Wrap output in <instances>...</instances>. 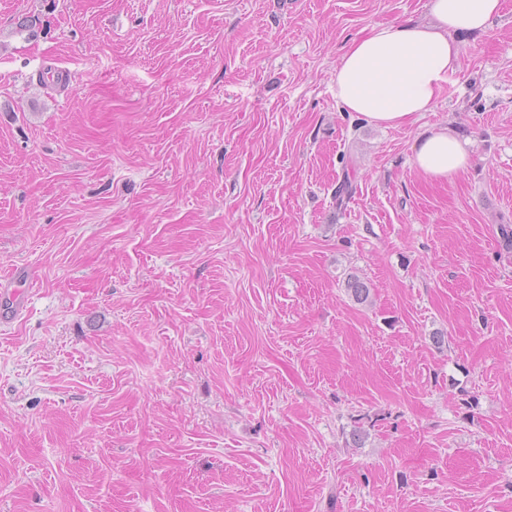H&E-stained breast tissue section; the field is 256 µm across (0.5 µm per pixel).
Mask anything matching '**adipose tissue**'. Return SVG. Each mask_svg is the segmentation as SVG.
Wrapping results in <instances>:
<instances>
[{"instance_id": "adipose-tissue-1", "label": "adipose tissue", "mask_w": 512, "mask_h": 512, "mask_svg": "<svg viewBox=\"0 0 512 512\" xmlns=\"http://www.w3.org/2000/svg\"><path fill=\"white\" fill-rule=\"evenodd\" d=\"M503 0H431L427 24H375L341 54L333 84L347 111L386 128L418 121L459 68V36L487 29ZM469 149L435 125L413 146L412 164L431 180H452L468 167Z\"/></svg>"}]
</instances>
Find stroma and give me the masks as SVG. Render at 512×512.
<instances>
[{
  "label": "stroma",
  "mask_w": 512,
  "mask_h": 512,
  "mask_svg": "<svg viewBox=\"0 0 512 512\" xmlns=\"http://www.w3.org/2000/svg\"><path fill=\"white\" fill-rule=\"evenodd\" d=\"M428 3L0 0V512H512V0L414 124L332 81ZM468 142H463L447 126L425 129L413 146V167L431 180H453L468 167Z\"/></svg>",
  "instance_id": "obj_1"
}]
</instances>
